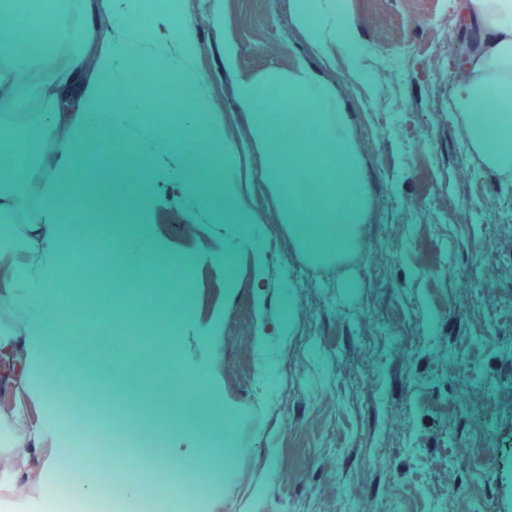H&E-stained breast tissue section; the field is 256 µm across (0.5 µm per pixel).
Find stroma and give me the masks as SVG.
Here are the masks:
<instances>
[{"label": "stroma", "instance_id": "stroma-1", "mask_svg": "<svg viewBox=\"0 0 512 512\" xmlns=\"http://www.w3.org/2000/svg\"><path fill=\"white\" fill-rule=\"evenodd\" d=\"M356 35L353 52L317 48L290 0H180L195 22L192 50L225 141H252L237 101L241 80L306 65L347 114L368 193L355 249L340 262H302L283 230L260 158L246 173L266 255L256 275L243 254L235 281L215 268L227 242L193 222L166 170L142 216L167 253L196 260L182 354L149 341L114 345L99 298L56 297L79 318L72 349L86 362L58 367L59 390L112 385L99 364L132 375L149 406L155 375L201 367L231 413L233 456L219 496L196 512H512V182L486 169L449 112L450 44L471 35L460 0H334ZM238 53L224 68V44ZM357 62L361 77L342 71ZM294 318L282 320L285 308ZM485 398L470 403L473 386ZM470 448L484 451L475 474Z\"/></svg>", "mask_w": 512, "mask_h": 512}]
</instances>
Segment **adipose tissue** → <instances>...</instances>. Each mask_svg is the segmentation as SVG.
Segmentation results:
<instances>
[{"mask_svg":"<svg viewBox=\"0 0 512 512\" xmlns=\"http://www.w3.org/2000/svg\"><path fill=\"white\" fill-rule=\"evenodd\" d=\"M330 0H292L295 20L312 43L336 40L352 50L355 35L344 14L335 29L324 23ZM471 33L468 50L453 72L450 111L458 113L464 135L483 164L502 179L512 180V0H465ZM101 0H0V15L25 13L26 26L75 35V42L42 43L21 49L14 30L0 28V104L21 101L51 103L74 76L89 73L76 112L59 119L54 112H36L41 128L39 159L29 144L0 141L13 163L0 178V373L16 393L13 409H0V495L17 503L45 497L48 486L32 477L29 451L42 449V471L60 472L74 463L76 449L59 445L54 425L28 428L23 409L29 404L61 408L62 396L51 389L52 368L70 357L65 336L72 327L47 302L61 289L62 272L78 243L82 223L117 222V233L88 238V247L102 252L108 270L124 288L140 292L157 286L161 292L154 316V335L163 346L182 344L179 330L192 301L193 259L187 254L159 252L139 217L151 206V188L158 162L169 173L182 202L192 205L209 223L236 236L237 248L217 257L216 268L233 279L238 254L250 250L256 271L265 255L251 248L248 225L257 218L247 206L240 173L228 172L225 156L237 146L224 139V127L211 109L205 81L196 71L190 45L193 22L179 0H135L123 23L120 43L112 27L97 23ZM155 67L153 85L187 94L189 104L178 125L163 113L146 115L144 98L132 92L128 71L144 54ZM241 108L249 113L254 143L263 149L259 175L271 188L284 227L302 258L317 267L338 259L357 242L363 222L366 189L358 159L349 141L342 113L331 94L296 67L287 79L241 82ZM494 103L493 120L480 118L484 103ZM120 143L123 156L135 157L134 175L114 192L104 171H92L89 144ZM205 143L207 158L196 146ZM97 176L94 199L68 193V186ZM37 188L35 223H20L22 186ZM193 395L197 406L221 413L222 399L202 371L185 368L163 377L160 397ZM197 450L184 464V476L172 494L194 502L208 493L205 476L223 467L232 442L222 420L196 428Z\"/></svg>","mask_w":512,"mask_h":512,"instance_id":"ef3b65f1","label":"adipose tissue"}]
</instances>
